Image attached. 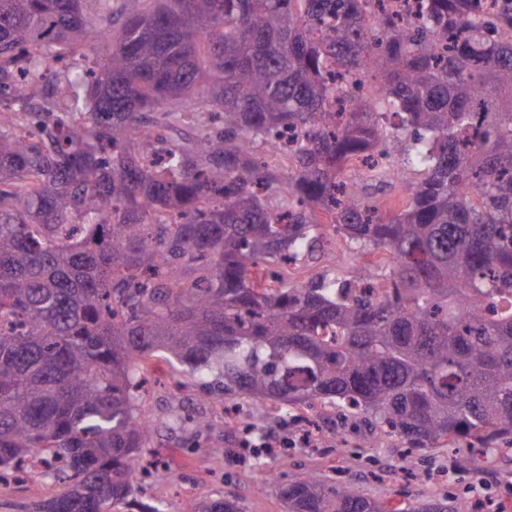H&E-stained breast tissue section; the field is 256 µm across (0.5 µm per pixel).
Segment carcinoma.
Masks as SVG:
<instances>
[{
	"label": "carcinoma",
	"instance_id": "1",
	"mask_svg": "<svg viewBox=\"0 0 512 512\" xmlns=\"http://www.w3.org/2000/svg\"><path fill=\"white\" fill-rule=\"evenodd\" d=\"M419 2L397 21L371 10L385 0H0V471L42 455L68 485L34 512L132 495L145 357L226 400L462 443L475 474L512 445V6ZM203 108L220 124L186 142L143 120ZM357 158L401 209L352 190ZM323 215L386 252L383 293L360 259L272 283L316 257ZM280 495L287 512H453L316 471Z\"/></svg>",
	"mask_w": 512,
	"mask_h": 512
}]
</instances>
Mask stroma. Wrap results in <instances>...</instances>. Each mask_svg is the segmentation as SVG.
<instances>
[{
    "label": "stroma",
    "instance_id": "stroma-1",
    "mask_svg": "<svg viewBox=\"0 0 512 512\" xmlns=\"http://www.w3.org/2000/svg\"><path fill=\"white\" fill-rule=\"evenodd\" d=\"M338 257L321 256L305 265L300 280L344 274L356 255L372 261L379 273L389 271L385 253L367 249L357 252L344 237H337ZM141 375L148 392L141 408L155 428L145 462L166 466L161 478H145L133 498L112 512H141L142 506L157 512H176L193 498H236L244 512H286L280 495L291 475L317 471L340 484L352 483L368 496L405 507L426 498H448L455 512H476L478 504L492 507L512 501V450H502L483 463L481 474L459 467L452 448L409 450L406 440L393 436L376 438L360 417H346L333 406L317 414L299 408H272L252 401H238L239 413L265 418L264 433L278 447L258 454L244 447L238 430L224 424V398L197 387L178 393V370L163 360L143 362ZM204 416L207 427L186 422L187 413ZM271 470L274 481L260 477ZM63 484L43 472L28 479L0 480V512H33L35 504L59 496Z\"/></svg>",
    "mask_w": 512,
    "mask_h": 512
}]
</instances>
